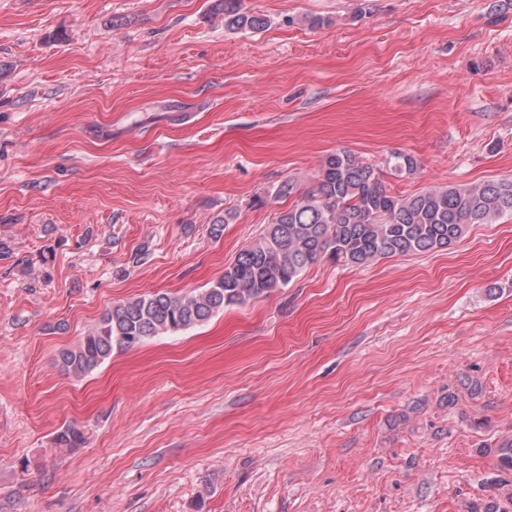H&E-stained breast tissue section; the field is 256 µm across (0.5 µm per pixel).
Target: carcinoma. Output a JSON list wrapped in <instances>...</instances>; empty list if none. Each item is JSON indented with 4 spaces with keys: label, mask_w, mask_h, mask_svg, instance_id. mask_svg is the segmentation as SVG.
Segmentation results:
<instances>
[{
    "label": "carcinoma",
    "mask_w": 512,
    "mask_h": 512,
    "mask_svg": "<svg viewBox=\"0 0 512 512\" xmlns=\"http://www.w3.org/2000/svg\"><path fill=\"white\" fill-rule=\"evenodd\" d=\"M214 9L224 14V27L232 31L258 32L268 24L264 15L243 10L242 0H216ZM507 213L512 214L511 178L396 196L374 165L347 151L331 153L313 186L276 213L208 287L179 297L154 292L113 305L75 348L60 353V363L69 373L85 375L115 349L200 325L228 306L245 305L287 286L319 261L365 267L383 258L447 249L471 225L491 224ZM55 443L77 448L84 435L66 428ZM494 453L500 471L512 473V439L503 440ZM492 489L491 498L470 512H512V479L498 480Z\"/></svg>",
    "instance_id": "cac0c4a2"
}]
</instances>
